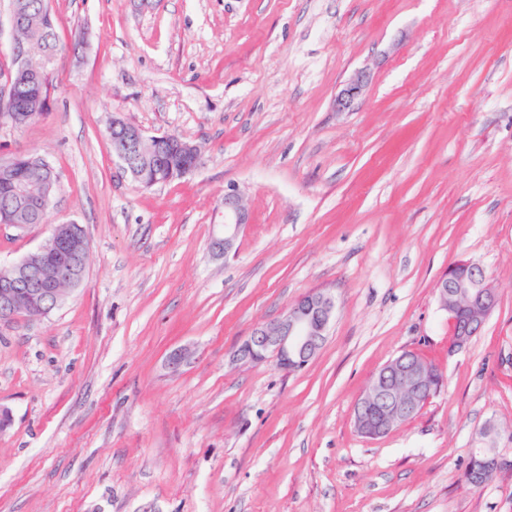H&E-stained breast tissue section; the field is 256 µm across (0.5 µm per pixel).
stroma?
<instances>
[{
  "mask_svg": "<svg viewBox=\"0 0 512 512\" xmlns=\"http://www.w3.org/2000/svg\"><path fill=\"white\" fill-rule=\"evenodd\" d=\"M49 7V107L0 123V159L44 156L55 205L0 225V267L65 222L92 249L60 308L0 325V512H512V0ZM115 115L197 145L199 166L136 185L104 136ZM230 187L247 222L222 259ZM468 259L498 304L453 351L436 284ZM314 290L336 315L312 361L234 362ZM406 350L446 386L362 437L358 399ZM491 425L502 465L476 488ZM366 83L367 78L363 72H358L351 77L336 99V109L338 111L350 109L355 101L363 95Z\"/></svg>",
  "mask_w": 512,
  "mask_h": 512,
  "instance_id": "1",
  "label": "stroma"
}]
</instances>
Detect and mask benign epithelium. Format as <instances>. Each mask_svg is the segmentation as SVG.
<instances>
[{"label": "benign epithelium", "instance_id": "7a95c632", "mask_svg": "<svg viewBox=\"0 0 512 512\" xmlns=\"http://www.w3.org/2000/svg\"><path fill=\"white\" fill-rule=\"evenodd\" d=\"M12 31V60L18 80L35 86L40 75L28 64L26 52L19 46L17 31L28 24L24 0H8ZM367 78L362 72L348 81L336 99V109L345 111L352 107L364 93ZM121 128L123 133L112 136V155L121 163L123 171L135 180L143 158L140 144L159 145L172 136H155L151 139L143 131L120 117H113L107 132ZM187 163L180 168H169V177L179 178L191 172L199 160L200 151L194 144L178 141ZM55 186L47 185L42 192L24 193L27 201L41 210L51 208ZM245 224V209L240 195L234 188L224 191V229L210 241V250L216 257L226 256ZM91 252L87 235L74 232L68 224H56L45 244L18 262L0 269V324L11 321L23 310L32 318H42L61 306L67 294L60 284L79 285L88 268L75 270L73 260ZM53 257V276L45 279L41 288H19L38 261ZM441 307L448 311L452 325L450 348L459 350L480 333L483 325L498 302V290L488 279L484 269L471 260L454 264L436 285ZM335 303L324 290L312 291L289 306L276 320L261 323L235 351L233 360L239 363L264 361L269 356L288 371L305 367L320 351L333 318ZM445 377L439 368L431 367L414 351H404L383 365L373 377L354 409V425L363 436L371 439L391 433L411 416L424 396L441 391ZM481 466L473 470L474 479L483 478L485 472L499 467V460L489 448L478 450Z\"/></svg>", "mask_w": 512, "mask_h": 512}]
</instances>
